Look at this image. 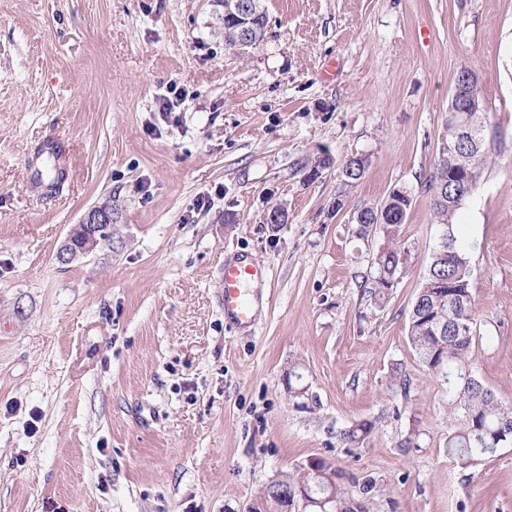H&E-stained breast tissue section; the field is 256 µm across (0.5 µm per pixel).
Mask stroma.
Segmentation results:
<instances>
[{
	"label": "stroma",
	"instance_id": "35a3bbf8",
	"mask_svg": "<svg viewBox=\"0 0 512 512\" xmlns=\"http://www.w3.org/2000/svg\"><path fill=\"white\" fill-rule=\"evenodd\" d=\"M266 7L239 55L220 0H0V512H247L313 457L371 482V512H512V447L457 466L407 338L439 234L418 183L466 67L492 156L456 216L474 360L512 402V0ZM399 188L408 271L378 305L362 281L385 240L352 215ZM104 203L111 245L60 263ZM236 251L266 272L249 330L219 300ZM365 421L362 447L340 441Z\"/></svg>",
	"mask_w": 512,
	"mask_h": 512
}]
</instances>
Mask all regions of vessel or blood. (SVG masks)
Here are the masks:
<instances>
[{
	"instance_id": "vessel-or-blood-1",
	"label": "vessel or blood",
	"mask_w": 512,
	"mask_h": 512,
	"mask_svg": "<svg viewBox=\"0 0 512 512\" xmlns=\"http://www.w3.org/2000/svg\"><path fill=\"white\" fill-rule=\"evenodd\" d=\"M263 277L262 268L248 256L237 254L225 259L222 286L226 321L240 327L254 324L258 296L253 288L261 284Z\"/></svg>"
}]
</instances>
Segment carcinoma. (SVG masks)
<instances>
[{"mask_svg": "<svg viewBox=\"0 0 512 512\" xmlns=\"http://www.w3.org/2000/svg\"><path fill=\"white\" fill-rule=\"evenodd\" d=\"M442 146L433 169L420 181L421 192L429 199L433 221L446 231L445 241H436L430 262L412 303L408 339L422 367L445 387L448 395V455L461 468L474 467L496 454L506 443L512 444V402H505L477 374L473 355L476 336L474 280L470 265L471 245L458 238L454 217L470 194L450 198L448 178L459 175L460 156L469 149L452 125L443 128ZM412 199L393 191L379 207L363 206L361 215L382 214L381 229L387 247L374 262L375 275L365 287L374 301L383 303L397 286L406 269L407 257L399 245ZM447 322L441 331L438 325ZM373 425L363 422L340 434L341 441L355 447L372 432ZM288 486L312 485L319 477L300 466L281 476ZM326 492L333 495L339 512H370V482L358 493L336 480L324 479Z\"/></svg>", "mask_w": 512, "mask_h": 512, "instance_id": "cac0c4a2", "label": "carcinoma"}]
</instances>
